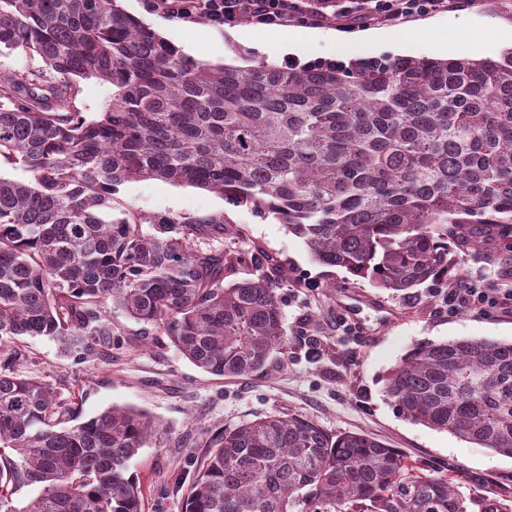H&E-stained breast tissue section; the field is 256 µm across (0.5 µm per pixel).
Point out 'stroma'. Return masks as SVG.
Segmentation results:
<instances>
[{
  "instance_id": "1",
  "label": "stroma",
  "mask_w": 512,
  "mask_h": 512,
  "mask_svg": "<svg viewBox=\"0 0 512 512\" xmlns=\"http://www.w3.org/2000/svg\"><path fill=\"white\" fill-rule=\"evenodd\" d=\"M127 12L169 41L182 28L206 35L211 52L202 61L236 63L254 48L246 43L250 26L216 27L207 21L175 18L150 11L143 0H124ZM476 34L512 30V9L502 0H469L465 7L416 16L397 25L289 23V31L310 37L288 55L272 51L271 61L302 63L332 60L336 40L354 41L363 58L384 54L446 58L447 49L425 41L398 42L400 34L457 22ZM125 206L150 213L203 217L225 212L229 224L224 250L242 263L226 273L227 281L267 275L279 282L277 293L288 334V350L274 354L267 368L246 379L211 376L183 358L161 335L145 336L139 324L120 311L109 313L114 336L112 356L80 357L53 340L25 338L20 372L45 380L62 395L81 397L83 418L114 405L147 411L161 424L156 441L134 459L144 486L145 512H182L183 498L216 431L265 414L300 416L328 433L364 432L398 450L407 461L442 471L463 493L491 488L512 496V459L490 449L411 422L396 412L381 378L417 341L456 337L512 340V307L451 313L437 289L425 285L414 294L392 297L368 281L317 263L302 239L273 216L247 208L226 207L222 198L191 186L157 180L131 181L121 191ZM488 275L512 280V250L493 240L456 251L454 277Z\"/></svg>"
}]
</instances>
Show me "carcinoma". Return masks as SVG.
<instances>
[{
    "mask_svg": "<svg viewBox=\"0 0 512 512\" xmlns=\"http://www.w3.org/2000/svg\"><path fill=\"white\" fill-rule=\"evenodd\" d=\"M335 2L306 10L332 19ZM18 48L43 66L0 71V162L20 172L0 176V512H143L131 461L158 433L128 405L79 421L14 369L21 339L104 355L110 303L217 377L288 348L275 283L226 284L242 258L198 246L224 238V213L134 211L124 184L272 214L316 262L392 295L448 279L457 250L512 238V49L213 65L122 0H0V55ZM88 78L112 86L94 116L73 108ZM383 388L407 419L512 458V341H418ZM206 445L184 512H512V496L463 494L376 437L302 418L260 417ZM25 486L40 493L18 509Z\"/></svg>",
    "mask_w": 512,
    "mask_h": 512,
    "instance_id": "1",
    "label": "carcinoma"
}]
</instances>
